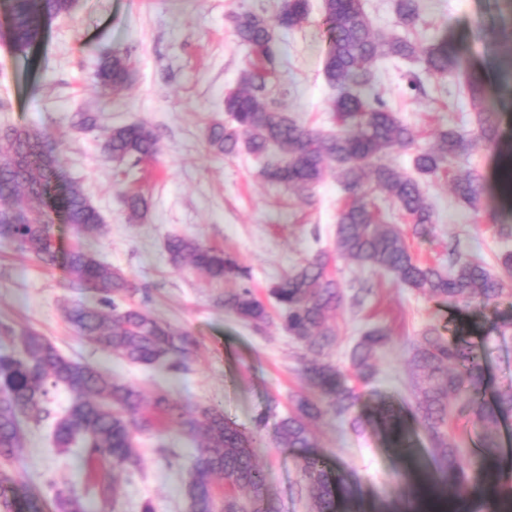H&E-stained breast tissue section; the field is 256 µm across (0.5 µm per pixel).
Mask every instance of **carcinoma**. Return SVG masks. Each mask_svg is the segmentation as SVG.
I'll list each match as a JSON object with an SVG mask.
<instances>
[{
  "label": "carcinoma",
  "instance_id": "1",
  "mask_svg": "<svg viewBox=\"0 0 512 512\" xmlns=\"http://www.w3.org/2000/svg\"><path fill=\"white\" fill-rule=\"evenodd\" d=\"M5 4L13 46L25 53L39 38L44 21L71 12L75 0H5ZM394 9L404 26L416 28L419 0H395ZM309 11V0H281L272 20L239 13L233 17L235 34L248 55L271 66L277 55L274 28L300 27ZM323 12L328 32L323 75L336 90L331 111L345 129L322 133L305 128L267 100V71L246 68L240 88L224 97L229 123L207 128L209 147L225 156L246 151L263 160L261 175L267 182L299 193L310 191L328 169H334L349 193L336 224V252L344 259L388 273L406 287L453 307L475 300L487 306L511 301L512 251L503 254L499 275L491 273L482 259L455 250L449 253L446 269L424 264L410 252L403 229L384 223L374 203L377 193L389 198L410 220L416 235L433 223L434 211L419 181L380 162L381 155L411 146L415 139L412 127L382 101L372 64L382 58L419 60L428 74L456 78L477 114L483 138L493 142L498 120L484 106V79L464 66L446 38L420 47L408 36L375 30L362 0H323ZM132 77L131 61L121 54L104 58L97 70L98 84L113 92L126 87ZM100 120L97 111L78 112L73 124L93 131ZM104 149L112 161L130 170L155 158L160 145L154 129L139 123L112 128ZM470 149L466 134L444 130L435 146L417 150L414 168L421 176H434L448 158L464 156ZM60 168L59 159L38 133L13 128L0 136V237L45 264L58 261L54 227L59 219L78 238L98 233L103 224L80 187L59 184ZM453 185L461 201L478 208L485 185L477 174H459ZM125 204L131 222L144 217L147 202L140 193L126 194ZM166 251L176 269L189 264L214 282H238V288L224 293L225 310L258 331L272 321L250 285L249 270L234 257L178 235L167 240ZM328 264V254L319 251L269 289L283 329L306 351L299 376L310 395L298 397L294 410L275 425L277 440L287 448L315 447L309 423L321 413L344 418L353 412L358 395L349 380L369 381L373 357L390 340L384 327L366 330L351 349L349 375L323 358L336 341L330 319L343 300ZM64 268L79 287L101 293L95 303L80 301L67 308L66 319L78 335L130 363L162 362L172 371L187 368L194 351L192 338L144 307L126 302L135 289L120 270L79 244L66 253ZM410 365L416 378L415 417L431 442L439 483L456 496L464 495L470 488L471 466L463 461L459 437L450 432L452 421L465 415L480 431L478 462L497 456L496 429L512 419V386L487 403L480 350L470 343L447 341L434 329L417 340ZM59 387L70 390L73 399L54 419L56 446L63 451L80 447L89 479L100 460L112 466V480L92 482L93 496L108 504L119 493V478L140 470L136 434L154 429L153 420L141 413V391L93 364L63 356L44 337L27 331L19 337L17 354H0V512H20L12 459L24 442L21 417L36 426L51 418L47 401ZM153 408L182 435L198 442L186 492L188 512H277L255 453L267 414H260L247 432L220 408L208 406L193 413L163 390L156 393ZM380 413L394 447H405L398 416L388 407ZM298 467L309 512H336V482L321 454L311 451L301 456ZM54 501L55 512H89L86 497L72 489L56 490Z\"/></svg>",
  "mask_w": 512,
  "mask_h": 512
}]
</instances>
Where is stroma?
Returning <instances> with one entry per match:
<instances>
[{"instance_id": "35a3bbf8", "label": "stroma", "mask_w": 512, "mask_h": 512, "mask_svg": "<svg viewBox=\"0 0 512 512\" xmlns=\"http://www.w3.org/2000/svg\"><path fill=\"white\" fill-rule=\"evenodd\" d=\"M281 0H77L71 13L48 18L35 45L25 54L0 41V129L25 127L40 133L61 160L67 178L76 182L103 218V230L76 240L65 224L55 227L59 252L75 243L101 262L121 270L136 287L134 303L144 304L159 319L186 331L196 342L189 367L179 372L164 366L133 365L79 336L64 309L89 299L74 285L62 264L46 265L0 239V323L31 329L64 356L99 366L134 384L148 400L161 389L181 404L215 405L241 427L253 428L260 413L269 426L256 453L270 493L280 512H307L297 494L301 449L285 448L273 438V423L293 408L306 390L299 377L301 351L273 322L263 331L224 310L220 299L232 282L216 283L201 272L173 269L165 249L173 235L194 237L234 255L252 273L263 303L269 287L318 250L332 253L330 270L343 294L369 283L373 295L363 308L342 303L333 322L335 345L326 358L348 370L349 354L368 328L388 329L391 340L374 357L375 374L356 383L360 429L328 413L313 426L317 450L337 480V512H401L405 503L419 512H453L452 494L437 485L429 442L412 416L414 376L412 346L433 328L450 341L481 346L487 396L512 385V336L496 328L512 323V303L486 306L472 302L453 308L399 285L393 276L371 271L335 255L336 222L347 194L334 173H327L309 196L265 182L260 163L248 153L222 156L208 148L209 125L224 122V97L240 86L246 52L234 35L232 17L255 12L274 17ZM308 20L293 30H277L279 56L270 85L274 105L306 128L333 132L329 104L334 90L323 76L326 26L322 0H309ZM423 22L417 38L429 45L449 38L468 67L486 82L485 104L499 123L497 142L481 139L475 114L454 78L425 75V91H410L407 76L421 72L418 61L382 59L375 63L377 90L387 106L411 124L415 146L385 155L398 172L415 174L417 149L435 144L445 128L465 131L473 140L468 155L449 162L433 177H420L422 192L435 221L424 235L407 234L413 255L428 264L448 261L449 246L483 259L500 273L505 246L497 227L512 224V187L502 172L512 164V0H421ZM129 55L136 73L132 84L103 94L95 72L103 55ZM102 110L101 127L74 128L81 111ZM144 122L159 137L156 160L131 172L130 182L146 196L144 219L132 224L119 176L102 150L106 128ZM476 170L486 193L471 209L452 192L455 175ZM148 296H141V289ZM398 412L406 430L415 475H408L384 429L374 420L379 405ZM138 472L122 476L113 512H140L151 501L155 512H187L186 485L195 444L161 429L141 440ZM174 449L176 457L165 456ZM13 469L20 475L17 498L22 512H55L53 486L86 490L80 449L58 454L53 423L28 426ZM475 512H512V460L501 457L472 471Z\"/></svg>"}]
</instances>
